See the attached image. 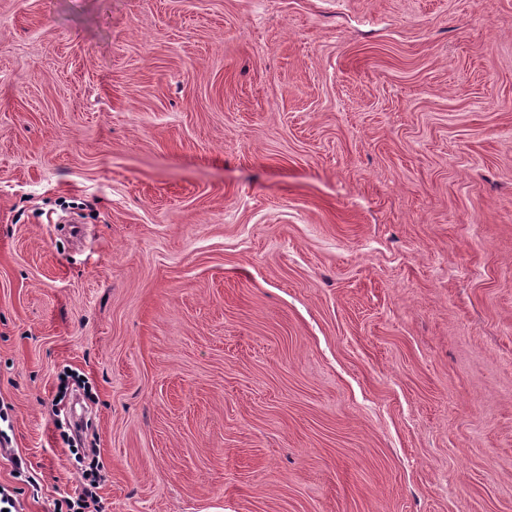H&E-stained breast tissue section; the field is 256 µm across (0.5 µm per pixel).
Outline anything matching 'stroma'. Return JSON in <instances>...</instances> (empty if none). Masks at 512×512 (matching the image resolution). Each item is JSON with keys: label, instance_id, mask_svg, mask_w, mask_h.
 Segmentation results:
<instances>
[{"label": "stroma", "instance_id": "1", "mask_svg": "<svg viewBox=\"0 0 512 512\" xmlns=\"http://www.w3.org/2000/svg\"><path fill=\"white\" fill-rule=\"evenodd\" d=\"M76 432L100 512H512V0H0L17 512Z\"/></svg>", "mask_w": 512, "mask_h": 512}]
</instances>
